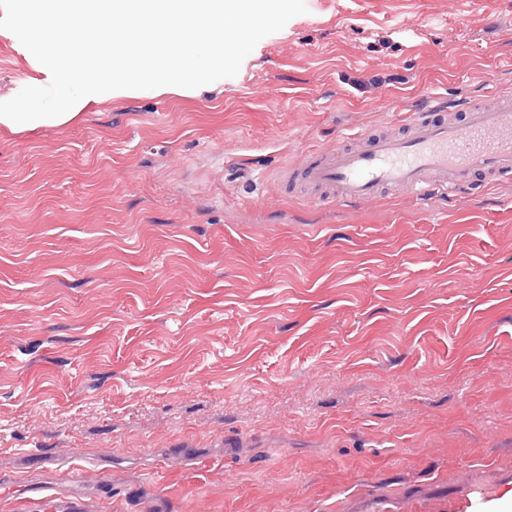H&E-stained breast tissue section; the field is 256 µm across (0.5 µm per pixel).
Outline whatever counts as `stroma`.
Returning a JSON list of instances; mask_svg holds the SVG:
<instances>
[{"label": "stroma", "instance_id": "1", "mask_svg": "<svg viewBox=\"0 0 512 512\" xmlns=\"http://www.w3.org/2000/svg\"><path fill=\"white\" fill-rule=\"evenodd\" d=\"M198 97L0 130V483L86 512L512 502V178L359 207L282 167L512 94V0H306ZM33 71L0 36V96ZM66 468V479L70 486H76L84 484L88 481L89 476L94 473H101L100 469H97L98 464L95 456L91 454H84L70 460L67 463ZM23 493L30 494L29 497L35 498V501H40L39 504L43 506L49 505L48 508L42 510L52 512H84L83 499L68 489H52L44 487H36L29 483L24 484Z\"/></svg>", "mask_w": 512, "mask_h": 512}]
</instances>
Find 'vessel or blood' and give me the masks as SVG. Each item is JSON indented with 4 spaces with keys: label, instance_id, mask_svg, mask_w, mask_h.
Listing matches in <instances>:
<instances>
[{
    "label": "vessel or blood",
    "instance_id": "1",
    "mask_svg": "<svg viewBox=\"0 0 512 512\" xmlns=\"http://www.w3.org/2000/svg\"><path fill=\"white\" fill-rule=\"evenodd\" d=\"M462 119L449 118L450 102L432 97L412 113L402 136L373 134L361 146H339L315 154L280 172L284 186L311 200L344 204L366 202L381 190L407 189L423 195L429 188L463 191L476 176L497 180L512 175V97L488 108L467 98L460 101ZM94 455L69 461L67 487L52 489L24 484L23 490L50 512H84L72 491L96 472Z\"/></svg>",
    "mask_w": 512,
    "mask_h": 512
}]
</instances>
